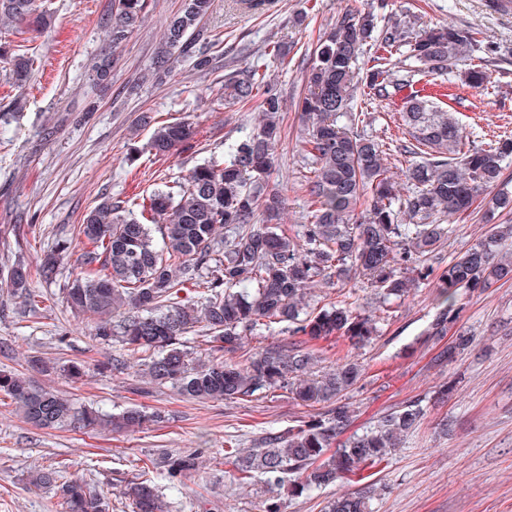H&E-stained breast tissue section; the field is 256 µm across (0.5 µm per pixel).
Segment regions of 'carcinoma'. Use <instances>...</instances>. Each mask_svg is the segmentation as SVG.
Segmentation results:
<instances>
[{
  "mask_svg": "<svg viewBox=\"0 0 512 512\" xmlns=\"http://www.w3.org/2000/svg\"><path fill=\"white\" fill-rule=\"evenodd\" d=\"M148 7L149 0H115L108 47L125 41ZM386 7L370 5L342 18L314 50L307 92L299 101L309 121L299 152L312 174L307 183L310 223L303 225L302 239L282 228L284 197L269 181L280 140L282 100L269 90L266 72L232 71L224 78V97L245 100L262 91L261 121L224 143L223 160L193 168L176 192L157 188L136 211L104 198L79 226L86 248L79 270L62 289L74 314L96 321V340L117 342L143 357L142 377L153 384H170L189 399L230 401L286 388L303 402L332 403L325 412L289 427L287 434L267 437L262 448L246 454L239 448L224 449L244 480L259 475L266 484L279 486L293 476L294 495L354 477L363 481L362 471L386 461L425 415L417 400L380 417L363 433L347 435L352 410L342 396L359 380L360 366L343 357L332 371L314 376L315 345L334 337L364 346L379 332L381 317L358 311L348 296L313 308L311 287L319 282L344 285L351 272L360 270L370 276L382 303L404 297L434 272L428 261L454 233L445 218L471 213L479 191L500 184L512 158V137L507 135L467 147L468 135L459 120L439 106L438 94L417 88L414 81L421 72H448L474 49L478 32L452 27L406 30L386 23L381 14ZM211 8L212 0H184L182 9L166 21L151 63L154 71L169 72L177 52L195 56L196 69L210 66L207 55L195 53L190 36L201 35L198 26ZM0 25L17 35L44 31L50 19L42 0H0ZM370 42L377 55L360 78L355 63ZM0 53L10 55L13 84L26 85L33 71L31 57L16 49L10 54L4 47ZM116 63L107 54L93 59L89 71L104 80ZM359 88L369 101L403 97L402 121L410 140L398 149L421 155L407 168L411 191L405 196L388 176L385 143L356 131L361 114L354 111V93ZM193 138L190 125L170 122L155 128L148 146L153 155L164 157ZM365 196L367 208L358 213L357 203ZM402 211L409 216L407 224L398 223ZM222 229L228 236L221 239L217 232ZM509 237L512 224H502L448 262L438 276L441 303L427 329L428 339L448 334L468 291L512 278V260L496 254L498 242ZM69 246L60 239L44 254V279L56 278L60 256ZM29 279L30 268L22 259L7 271L13 293L35 307L39 295L30 289ZM191 286L203 289L201 302L180 296ZM279 323L288 324V345L268 347L243 365L224 360L242 334ZM198 328L208 332L209 348L195 358L186 336ZM472 341L464 333L456 336L437 361H454ZM28 368L38 374L59 370L76 382L86 366L33 357ZM0 393L40 429L134 432L159 418L143 406L119 414L78 408L52 387L10 371L0 370ZM204 453L201 448L167 454L165 478L173 486L181 484L199 470ZM26 483L56 491L62 512H109L107 497L82 479L59 481L54 468L29 471ZM122 494L132 512H171L162 487L152 478L128 483ZM375 494V485L364 484L329 501L325 512H369Z\"/></svg>",
  "mask_w": 512,
  "mask_h": 512,
  "instance_id": "cac0c4a2",
  "label": "carcinoma"
}]
</instances>
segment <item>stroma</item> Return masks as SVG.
<instances>
[{"instance_id": "35a3bbf8", "label": "stroma", "mask_w": 512, "mask_h": 512, "mask_svg": "<svg viewBox=\"0 0 512 512\" xmlns=\"http://www.w3.org/2000/svg\"><path fill=\"white\" fill-rule=\"evenodd\" d=\"M366 2L274 0L270 10L253 13L233 0H213L203 22L211 67L196 70L178 53L170 73L160 78L149 65L167 18L183 0H149L141 25L113 50L116 68L99 84L89 64L106 46L114 0H44L52 26L26 44L34 65L24 88L13 85L10 63L0 58V113H18L16 120L0 121V369L25 370L33 355L92 365L119 353V345L97 342L93 320L75 317L62 302L61 289L84 249L78 227L102 198L135 202L158 186L179 188L193 167L223 158L225 140L237 138L240 127L260 121L261 96L225 104L224 76L231 70L261 67L282 97L281 141L270 182L286 200L289 234L300 232L308 216L298 152L305 125L297 110L305 71L322 33ZM385 13L393 24L479 31L470 57L431 81L445 91L471 146L512 135V6L502 7L501 0H389ZM273 42L283 45L286 64L266 56ZM475 66L492 76L485 88L465 83ZM18 98L24 102L19 111ZM402 106L398 98L354 102L365 115V133L387 141L402 134ZM175 120L194 127L193 141L155 158L146 149L148 139L156 126ZM450 222L455 232L431 261L435 274L489 235L493 224H512V209L497 210L490 225L478 210ZM62 237L71 239V247L61 256L56 279L44 280L41 256ZM18 258L28 263L31 286L44 296L38 312H29L5 284L6 269ZM435 274L385 306L363 278L349 283L366 310H386L373 342L349 351L364 368L346 395L353 429L418 398L425 410L420 427L371 469L381 490L372 512H512V281L467 295L457 328L475 341L455 362L442 365L436 360L441 344L423 341L437 312ZM125 362L124 370L93 372L77 383L57 374L45 382L79 406L117 413L138 404L161 411V422L134 433L38 429L0 396V512H60L52 491L25 482L28 471L41 466L103 491L110 512H131L122 494L127 483L144 475L160 478L164 452L199 448L206 451L199 473L166 491L172 512H261L270 498L280 512H323L340 493L336 485L296 497L260 478L239 481L224 461L227 443L262 447L268 434L285 433L321 412V405H304L283 388L232 401L191 400L144 382L137 358ZM445 384L451 387L447 401L435 400Z\"/></svg>"}]
</instances>
